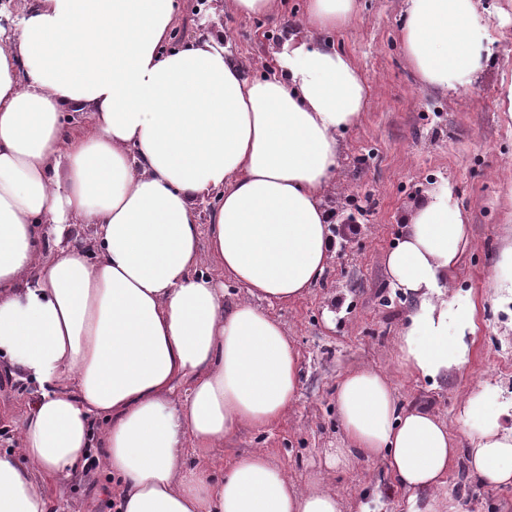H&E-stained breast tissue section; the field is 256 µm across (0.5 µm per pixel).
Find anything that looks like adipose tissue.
<instances>
[{"label": "adipose tissue", "instance_id": "adipose-tissue-1", "mask_svg": "<svg viewBox=\"0 0 512 512\" xmlns=\"http://www.w3.org/2000/svg\"><path fill=\"white\" fill-rule=\"evenodd\" d=\"M356 10L307 0L305 36L276 52L274 75L249 77L223 31L171 46L180 0L0 8V372L39 387L20 457L0 456V512H49L51 484L97 446L115 512H341L335 489L290 480L265 450L222 473L210 453L298 396L299 353L268 307L303 297L336 250L324 198L369 87L314 36ZM400 40L421 85L445 93L494 56L478 0H405ZM209 196L203 230L195 203ZM76 224L99 228L92 247ZM468 243L442 184L387 254L393 287L416 300L398 344L412 376L470 359L478 306L448 294ZM204 248L246 299L225 301ZM338 410L345 445L329 465L384 458L408 512H458L442 491L457 455L445 422L400 409L372 368L344 374ZM460 421L470 476L511 486L512 399L480 386Z\"/></svg>", "mask_w": 512, "mask_h": 512}]
</instances>
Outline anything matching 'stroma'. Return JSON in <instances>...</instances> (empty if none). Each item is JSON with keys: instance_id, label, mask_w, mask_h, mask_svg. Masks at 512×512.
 I'll return each instance as SVG.
<instances>
[{"instance_id": "35a3bbf8", "label": "stroma", "mask_w": 512, "mask_h": 512, "mask_svg": "<svg viewBox=\"0 0 512 512\" xmlns=\"http://www.w3.org/2000/svg\"><path fill=\"white\" fill-rule=\"evenodd\" d=\"M272 17L225 11L222 0H182L184 26L201 12L206 26L222 24L246 75L272 63L276 39L300 32L305 0H287ZM512 0H481L495 55L487 72L453 94L422 87L399 38L404 0H358L351 22L332 40L360 69L369 85L365 112L339 134V166L326 197L330 211L346 202L365 207L364 223L331 231L336 251L325 278L301 299L273 306L294 341L302 364L297 400L267 430L239 427L214 449V466H231L244 453L266 450L289 479L308 478L333 487L343 512H407L384 460L354 468L330 467L326 458L341 447L337 389L348 371L370 367L386 374L401 408H421L447 423L457 447L468 441L459 420L466 395L490 384L512 398V310L494 299L499 251L512 240V112L500 101L512 86V24L500 23L497 7ZM454 199L469 228V246L451 274L453 292L478 305V331L469 363L431 383L406 373L398 359V331L415 307L389 284L385 258L405 233L409 215L439 182ZM35 383L13 379L0 385V430H16L36 398ZM111 476L74 475L51 493L69 512H114ZM445 493L459 512H512V486L497 488L469 478L464 460L448 473Z\"/></svg>"}]
</instances>
